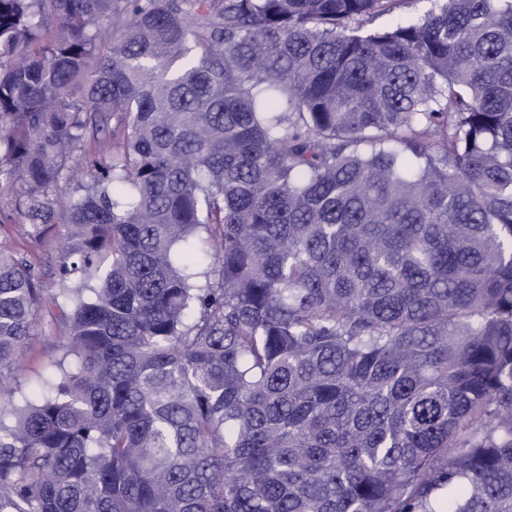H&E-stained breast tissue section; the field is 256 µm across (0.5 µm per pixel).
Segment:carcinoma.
<instances>
[{
	"instance_id": "cac0c4a2",
	"label": "carcinoma",
	"mask_w": 512,
	"mask_h": 512,
	"mask_svg": "<svg viewBox=\"0 0 512 512\" xmlns=\"http://www.w3.org/2000/svg\"><path fill=\"white\" fill-rule=\"evenodd\" d=\"M0 0V512H512V0ZM81 180L69 193L71 171ZM28 224L0 223V241L6 240L36 270L47 293H54L61 288L60 264L61 237L65 228L58 224L46 236L35 239L29 234ZM57 310L50 306L41 317L36 336H31L25 355L14 370L12 400L15 403L23 397L37 392L44 378L51 373V365L60 357V336H64V326L54 315Z\"/></svg>"
}]
</instances>
